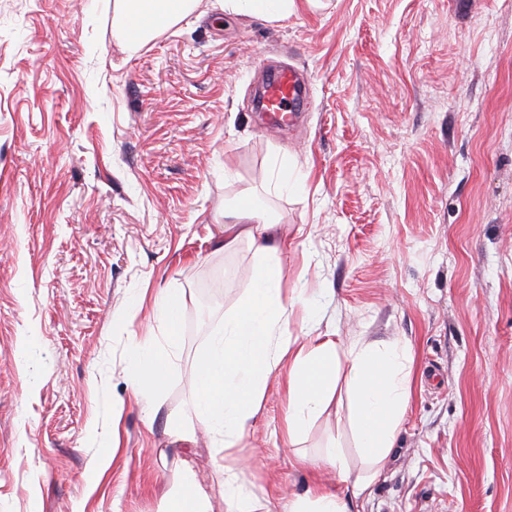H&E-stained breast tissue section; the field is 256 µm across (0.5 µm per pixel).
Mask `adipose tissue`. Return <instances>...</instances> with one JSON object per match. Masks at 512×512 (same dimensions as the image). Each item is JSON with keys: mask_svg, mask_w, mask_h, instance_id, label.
Here are the masks:
<instances>
[{"mask_svg": "<svg viewBox=\"0 0 512 512\" xmlns=\"http://www.w3.org/2000/svg\"><path fill=\"white\" fill-rule=\"evenodd\" d=\"M197 0H115L120 14L114 38L130 51H139L154 35L190 16ZM299 0H224L225 11L283 20L298 8ZM224 246L233 248L247 237L258 262L253 289L243 307L214 333L194 372L197 398L194 413L199 425L173 423L174 442L193 441L197 428L217 439L224 453L221 465L227 512H261L258 499L239 483L242 461L234 457L240 439L260 410L267 383L283 361H290L288 411L285 433L296 442L313 416L326 410L336 398V370L340 363L333 337L312 336L306 341L284 335L288 308L301 297H287L282 288L281 254L287 246L276 222L263 207L246 202L224 216ZM128 384L142 398L159 389L165 369L159 355L143 348L127 366ZM408 374L396 350L367 346L352 357L349 386L358 449L372 464H379L392 446L394 433L409 402ZM166 512H211L207 486L189 465L171 494Z\"/></svg>", "mask_w": 512, "mask_h": 512, "instance_id": "1", "label": "adipose tissue"}]
</instances>
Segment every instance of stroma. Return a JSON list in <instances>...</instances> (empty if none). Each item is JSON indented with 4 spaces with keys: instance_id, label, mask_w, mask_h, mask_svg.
<instances>
[{
    "instance_id": "1",
    "label": "stroma",
    "mask_w": 512,
    "mask_h": 512,
    "mask_svg": "<svg viewBox=\"0 0 512 512\" xmlns=\"http://www.w3.org/2000/svg\"><path fill=\"white\" fill-rule=\"evenodd\" d=\"M116 19L114 0H0V512H160L168 426L192 419L196 361L253 287L250 243L217 248L246 191L306 301L286 333L335 335L342 402L290 444L281 364L235 450L245 490L270 512L317 483L349 512H512V0H323L282 21L199 0L135 54ZM285 64L309 88L290 128L252 109ZM281 163L305 180L275 189ZM161 291L184 304L143 399L130 339L161 335ZM359 345L398 347L411 376L354 499L295 454L332 441L369 470L346 400ZM186 458L226 512L212 437Z\"/></svg>"
}]
</instances>
